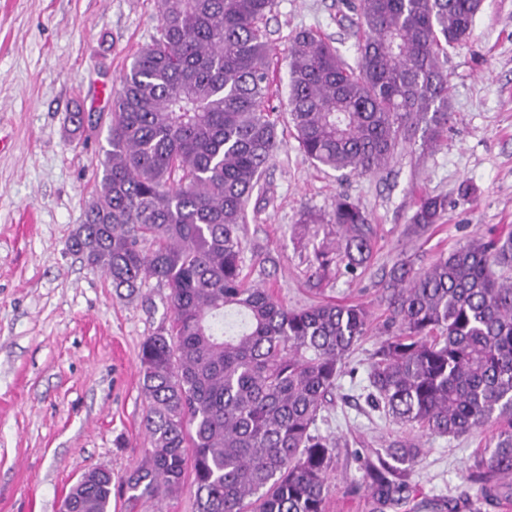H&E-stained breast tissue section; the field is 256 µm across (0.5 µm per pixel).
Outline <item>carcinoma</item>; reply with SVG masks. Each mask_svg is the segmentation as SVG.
Here are the masks:
<instances>
[{
  "mask_svg": "<svg viewBox=\"0 0 512 512\" xmlns=\"http://www.w3.org/2000/svg\"><path fill=\"white\" fill-rule=\"evenodd\" d=\"M274 0H160L152 43L119 78L81 224L67 241L117 293L148 279L169 289V325L140 347L148 448L127 474L130 509L175 497L192 476L197 512H324L337 444L318 422L345 360L368 336L361 304L290 308L246 283L243 224L279 148L269 42ZM482 0H359L357 65L303 30L287 49L288 112L299 147L342 176L384 169L422 132L448 129L447 50L471 33ZM448 212L419 197L412 232ZM305 224L344 233L345 270L370 259L375 233L347 196ZM512 231L473 238L429 266L396 261L387 330L367 363V400L393 421L460 437L498 423L462 480L496 508L512 482ZM422 454L400 439L364 461L384 508L409 487ZM112 472L71 487L69 512H111Z\"/></svg>",
  "mask_w": 512,
  "mask_h": 512,
  "instance_id": "carcinoma-1",
  "label": "carcinoma"
}]
</instances>
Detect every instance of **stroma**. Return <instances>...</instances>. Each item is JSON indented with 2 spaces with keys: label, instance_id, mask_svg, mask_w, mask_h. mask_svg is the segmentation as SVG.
<instances>
[{
  "label": "stroma",
  "instance_id": "obj_1",
  "mask_svg": "<svg viewBox=\"0 0 512 512\" xmlns=\"http://www.w3.org/2000/svg\"><path fill=\"white\" fill-rule=\"evenodd\" d=\"M347 0H274L260 28L273 48L271 103L281 147L253 195L243 229L244 272L291 308L361 302L375 324L397 258L431 264L492 229L512 230V0H484L467 41L448 51L452 119L439 146L407 144L379 172L340 178L305 158L287 109L284 50L300 30L330 41L355 63L360 31ZM157 0H0V512H60L94 467L120 481L146 446L140 387L142 341L167 322L168 290L147 280L135 298L116 294L101 271L66 243L80 224L108 131L82 143L67 135L74 109L110 113V92L156 33ZM448 200L442 224L420 237L407 226L421 194ZM366 211L374 253L356 275L341 262L330 214L338 195ZM371 333L349 357L326 406L322 434L340 448L326 512H373L361 459L408 435L366 401ZM496 433L424 438L410 479L413 502L453 500L480 512L462 474Z\"/></svg>",
  "mask_w": 512,
  "mask_h": 512
}]
</instances>
